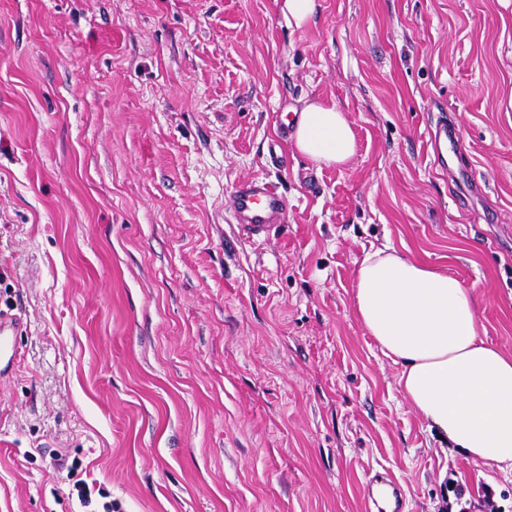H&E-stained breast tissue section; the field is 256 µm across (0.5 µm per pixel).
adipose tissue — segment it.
<instances>
[{"label": "adipose tissue", "instance_id": "ef3b65f1", "mask_svg": "<svg viewBox=\"0 0 512 512\" xmlns=\"http://www.w3.org/2000/svg\"><path fill=\"white\" fill-rule=\"evenodd\" d=\"M294 148L324 166L346 164L355 134L336 105L307 104ZM355 314L430 430L501 473L512 474V353L481 339L477 300L458 278L398 250L368 253L355 276Z\"/></svg>", "mask_w": 512, "mask_h": 512}]
</instances>
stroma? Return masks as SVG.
Returning <instances> with one entry per match:
<instances>
[{"label": "stroma", "instance_id": "obj_1", "mask_svg": "<svg viewBox=\"0 0 512 512\" xmlns=\"http://www.w3.org/2000/svg\"><path fill=\"white\" fill-rule=\"evenodd\" d=\"M346 112L344 165L280 125ZM455 123L452 175L427 130ZM482 184L456 204L463 171ZM288 200L243 235L242 180ZM391 247L473 288L512 351V0H0V292L26 328L0 382V512H365L393 474L512 479L441 443L353 308ZM288 16L297 28L305 26L316 11V0H285Z\"/></svg>", "mask_w": 512, "mask_h": 512}]
</instances>
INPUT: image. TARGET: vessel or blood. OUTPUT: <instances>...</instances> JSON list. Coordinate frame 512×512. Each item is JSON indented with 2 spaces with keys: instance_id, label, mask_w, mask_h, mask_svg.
I'll list each match as a JSON object with an SVG mask.
<instances>
[{
  "instance_id": "obj_1",
  "label": "vessel or blood",
  "mask_w": 512,
  "mask_h": 512,
  "mask_svg": "<svg viewBox=\"0 0 512 512\" xmlns=\"http://www.w3.org/2000/svg\"><path fill=\"white\" fill-rule=\"evenodd\" d=\"M456 131L447 117H440L430 126L428 139L433 155V165L439 171L448 169V145ZM287 201L279 188L269 181L249 179L239 182L232 196L233 216L244 232L250 235L265 233L272 224L284 220ZM23 330L21 314L0 308V379L9 377L20 365L22 353L18 337ZM367 501L378 512H406V497L395 477L384 480L380 495H368Z\"/></svg>"
}]
</instances>
